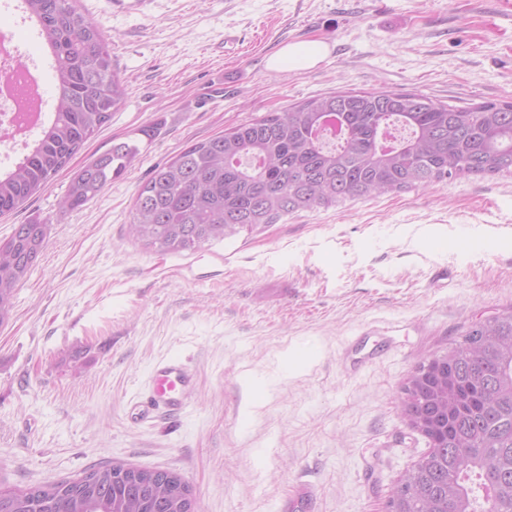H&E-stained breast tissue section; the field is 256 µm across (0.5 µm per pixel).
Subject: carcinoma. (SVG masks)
Returning <instances> with one entry per match:
<instances>
[{
	"label": "carcinoma",
	"mask_w": 512,
	"mask_h": 512,
	"mask_svg": "<svg viewBox=\"0 0 512 512\" xmlns=\"http://www.w3.org/2000/svg\"><path fill=\"white\" fill-rule=\"evenodd\" d=\"M23 8L54 58L56 99L40 137L0 172V216L65 169L125 96L101 29L75 0H23ZM136 155L121 142L83 166L63 207H82ZM500 173L512 174V101L457 106L414 92L338 91L241 123L156 167L129 233L161 253L195 250L299 212ZM46 238L47 222L32 220L0 251V324ZM448 354V386L412 414L439 422L437 447L401 476L389 512H512V312L471 326ZM124 470L107 463L74 480L0 487V512H189L179 473Z\"/></svg>",
	"instance_id": "obj_1"
}]
</instances>
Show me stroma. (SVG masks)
Wrapping results in <instances>:
<instances>
[{
  "instance_id": "stroma-1",
  "label": "stroma",
  "mask_w": 512,
  "mask_h": 512,
  "mask_svg": "<svg viewBox=\"0 0 512 512\" xmlns=\"http://www.w3.org/2000/svg\"><path fill=\"white\" fill-rule=\"evenodd\" d=\"M126 94L37 196L46 244L0 324V483L70 480L109 460L172 469L196 512H383L428 451L402 388L478 321L512 311V176L462 178L303 213L180 253L128 232L151 170L301 100L413 91L512 100V0H76ZM322 40L315 68L268 58ZM135 142L76 210L78 169ZM497 238L488 247L489 238ZM194 373L183 409L143 419L156 366Z\"/></svg>"
}]
</instances>
